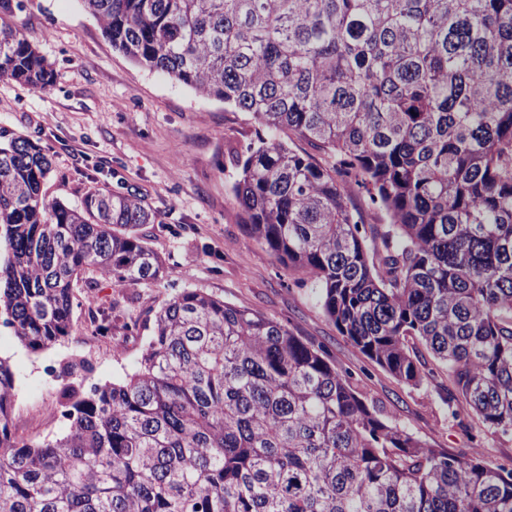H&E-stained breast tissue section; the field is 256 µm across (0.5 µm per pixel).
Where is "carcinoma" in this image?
<instances>
[{
    "instance_id": "obj_1",
    "label": "carcinoma",
    "mask_w": 512,
    "mask_h": 512,
    "mask_svg": "<svg viewBox=\"0 0 512 512\" xmlns=\"http://www.w3.org/2000/svg\"><path fill=\"white\" fill-rule=\"evenodd\" d=\"M80 2L113 48L262 128L235 197L339 334L414 387L424 347L451 415L512 435V0ZM12 14L0 0V79L43 90L52 64ZM50 171L37 141L0 146V316L33 352L70 334L76 289L165 271L141 198L50 202ZM64 396V436L18 441L0 358V512H512V469L418 438L323 347L207 293L155 313L136 372ZM350 204L360 210L364 223L368 225L367 227H369V225L379 227L383 224H387L388 219L385 212L366 207L362 196L354 190H350Z\"/></svg>"
}]
</instances>
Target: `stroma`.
<instances>
[{
  "label": "stroma",
  "instance_id": "1",
  "mask_svg": "<svg viewBox=\"0 0 512 512\" xmlns=\"http://www.w3.org/2000/svg\"><path fill=\"white\" fill-rule=\"evenodd\" d=\"M13 20L54 68V82L35 90L0 80V141L22 135L47 150V200L78 205L90 185L140 196L162 221L140 231L165 261L164 275L124 288L100 281L101 309L119 305L128 327L100 335L84 292L74 300L73 328L50 349L23 347L0 324V357L15 374L11 428L34 442L65 433L63 390L123 380L133 373L155 311L187 289L255 310L302 339L321 345L340 372L384 412L436 447L512 468V436L485 432L475 417L457 421L447 400L448 372L426 357L434 375L413 387L363 357L339 334L313 283L280 263L248 231L233 192L235 160L256 142L251 117L224 102L141 67L113 48L79 0H19ZM53 385L42 386L47 371Z\"/></svg>",
  "mask_w": 512,
  "mask_h": 512
}]
</instances>
